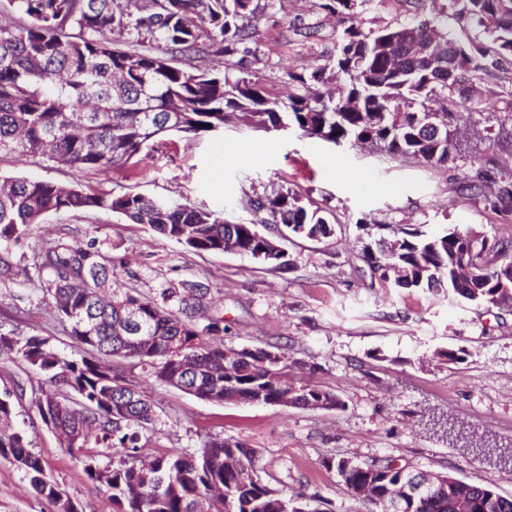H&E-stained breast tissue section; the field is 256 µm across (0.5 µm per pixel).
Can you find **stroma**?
<instances>
[{"instance_id":"1","label":"stroma","mask_w":512,"mask_h":512,"mask_svg":"<svg viewBox=\"0 0 512 512\" xmlns=\"http://www.w3.org/2000/svg\"><path fill=\"white\" fill-rule=\"evenodd\" d=\"M316 0H270L258 21L263 87L281 91L288 72L309 71L336 50L340 26ZM499 115L480 118L487 164L512 167V141ZM260 142L256 160L228 162L224 148ZM42 179L83 190L139 193L171 203L223 210L256 222L249 202L290 188L335 226L322 239L293 235L287 266L236 253L195 251L108 210L45 213L16 244L0 245L12 267L0 278V332L37 328L59 348L70 338L35 281V264L54 241L90 244L112 262L113 287L160 297L209 288L212 310L228 328L226 346L283 356L291 377L335 392L340 410L261 403L218 404L156 382L131 361L122 370L156 412L146 455L191 452L211 436L240 439L260 453L261 475L278 489L320 494L333 512H363L330 458L359 463L395 459L410 469L450 473L468 483L495 480L512 496V468L467 448L436 425L451 418L487 445L512 442V310L475 304L451 292L396 288L372 275L363 248L393 226L428 233L447 228L512 238V214L460 192L462 173L346 143L333 146L299 131H266L242 121L218 133L161 137L136 164L99 172L41 157L0 153V183ZM463 350L455 363L444 356ZM42 380L14 354L0 352V396L11 394L16 421L48 473L81 512H113L105 489L89 483L75 455L44 424L35 399ZM0 512H57L0 458Z\"/></svg>"}]
</instances>
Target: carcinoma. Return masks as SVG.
Masks as SVG:
<instances>
[{"label":"carcinoma","mask_w":512,"mask_h":512,"mask_svg":"<svg viewBox=\"0 0 512 512\" xmlns=\"http://www.w3.org/2000/svg\"><path fill=\"white\" fill-rule=\"evenodd\" d=\"M27 18L17 25L0 14V153L62 160L77 168L109 171L138 157L165 132L199 134L224 128L234 112L262 129L293 127L336 146L369 143L392 156L430 166L469 165L463 189L485 196L495 210L512 213V169L500 171L495 192L484 195L488 170L476 166L480 136L474 115L484 96L505 104L499 134L512 137V89H476L512 58V0H444L434 15L364 29L371 0H319L322 11L344 23L336 54L310 74L288 73L290 90L272 97L244 72L262 62L255 0H8ZM453 20L471 30L465 40L435 28ZM132 37L128 48L107 34ZM224 58V69L180 68L176 59ZM339 78L336 94L319 85ZM276 224L305 226L303 235L333 225L290 188L253 201ZM109 210L201 252H224L236 239L245 254L261 248L252 224H231L213 211L140 194L83 191L50 181L17 178L0 185V241H19L47 212ZM400 247L363 249L380 280L400 288H445L476 303L512 306V240H489L472 231L426 234L399 228ZM41 292L66 324L71 351L39 335L0 333L6 349L44 377L35 400L44 422L81 463L88 481L110 494L113 512H331L318 495L287 496L262 478L258 450L236 439L203 441L192 452L144 455L153 404L125 397L128 381L112 359L130 360L179 390L223 403L277 399L283 386L293 404L344 403L333 391L282 380L286 365L270 351L239 350L227 359L224 318L209 312L208 289L178 295L177 308L135 288H110L115 272L92 246L59 241L37 264ZM9 396L0 398V457L25 476L32 493L53 501L57 512H79V503L57 497V483L12 425ZM366 512H386L388 491L404 467L389 460L360 464L328 461ZM435 499H415L405 512H512V497L492 480L470 484L438 475Z\"/></svg>","instance_id":"obj_1"}]
</instances>
